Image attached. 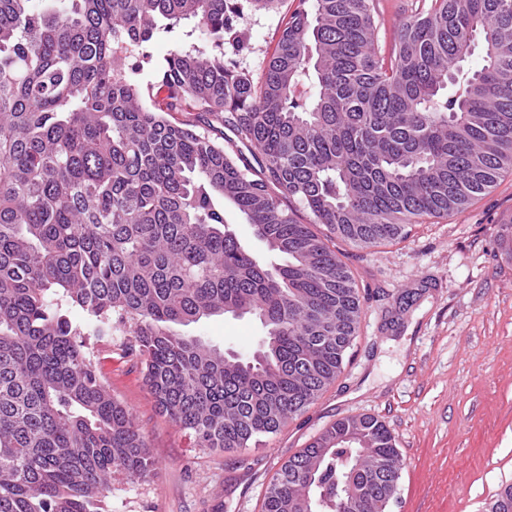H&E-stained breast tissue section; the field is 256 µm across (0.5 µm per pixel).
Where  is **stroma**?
Segmentation results:
<instances>
[{"label": "stroma", "mask_w": 512, "mask_h": 512, "mask_svg": "<svg viewBox=\"0 0 512 512\" xmlns=\"http://www.w3.org/2000/svg\"><path fill=\"white\" fill-rule=\"evenodd\" d=\"M283 9L244 6L246 49L225 47L232 69L259 76ZM224 215L261 263L270 252L233 204ZM512 222V173L448 220L367 251L343 247L362 314L342 374L304 413L259 446L195 447L162 414L147 387L133 336L88 342L112 394L128 409L156 463L147 479H112L111 512H260L266 485L290 456L338 419L368 415L396 439L404 468L390 512H481L512 484V254L499 227ZM183 334L250 356L263 327L252 316H211Z\"/></svg>", "instance_id": "stroma-1"}]
</instances>
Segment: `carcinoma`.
<instances>
[{"label":"carcinoma","mask_w":512,"mask_h":512,"mask_svg":"<svg viewBox=\"0 0 512 512\" xmlns=\"http://www.w3.org/2000/svg\"><path fill=\"white\" fill-rule=\"evenodd\" d=\"M31 3L0 0V512H109L112 478L145 480L155 461L63 305L96 336L129 328L197 447L277 433L357 336L360 295L330 243L401 240L512 169V0H435L388 51L378 0H298L256 79L224 65L238 0ZM184 19L194 41L171 42L161 83L142 86L143 45ZM478 39L482 65L448 93ZM226 201L283 263L241 247ZM227 307L261 321L258 356L170 328ZM401 466L383 422L346 417L281 465L261 509L388 512ZM490 512H512V484Z\"/></svg>","instance_id":"carcinoma-1"}]
</instances>
